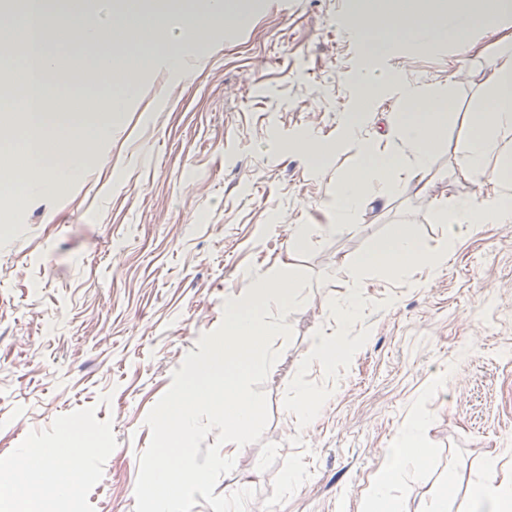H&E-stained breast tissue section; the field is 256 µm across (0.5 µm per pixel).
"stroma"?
<instances>
[{"instance_id": "obj_1", "label": "stroma", "mask_w": 512, "mask_h": 512, "mask_svg": "<svg viewBox=\"0 0 512 512\" xmlns=\"http://www.w3.org/2000/svg\"><path fill=\"white\" fill-rule=\"evenodd\" d=\"M353 2L250 0L248 25L214 24L185 71L159 56L131 81L82 79L72 47L51 73L61 99L130 92L72 180L32 199L0 196V475L38 485L40 465L21 470V451L59 445L72 425L97 443L53 512H134L147 414L221 326L225 295L285 262L309 281L284 319L290 337L272 341L269 421L217 494L255 489L247 512H366L387 448L417 418L427 460L394 491L402 512L441 499L469 512L486 458L512 462V224L448 226L431 205L491 189L459 159L512 16L475 21L464 50L410 40L370 60L348 27ZM368 64L448 93L447 128L428 168L363 204L352 231L290 252L294 227L327 223L337 175L361 162L339 143L343 118L366 112L384 134L403 109L389 87L363 100ZM308 133L338 145L317 172L293 148ZM401 224L432 251L454 241L447 268L366 273L363 309L337 325L328 302L347 294L346 267ZM336 330L351 354L325 374L313 343ZM301 386L330 393L314 419L295 411Z\"/></svg>"}]
</instances>
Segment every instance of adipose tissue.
Wrapping results in <instances>:
<instances>
[{
    "label": "adipose tissue",
    "mask_w": 512,
    "mask_h": 512,
    "mask_svg": "<svg viewBox=\"0 0 512 512\" xmlns=\"http://www.w3.org/2000/svg\"><path fill=\"white\" fill-rule=\"evenodd\" d=\"M512 14V0H479L478 14H471L464 5L451 6L447 0H386L382 19H375L364 9L353 10L351 25L373 53L386 52L397 43L413 38L422 43L445 39L466 46L474 17H481L489 26ZM249 16L246 5L228 9L224 0H206L203 13H185L174 17L168 11L141 10L137 0H130L125 12L107 11L105 20L89 22L85 0H69L57 21L61 38L77 42L82 34H90L96 52L79 56V73L108 75L117 68V55L112 50L114 31H121L128 41L127 58L134 68L147 66L155 49H162L169 64L181 67L185 61V47L189 37L203 38L209 22L224 20L233 24ZM26 55V95L5 103L7 111H18L27 116L25 136L19 153L26 166L18 174H5L0 181L16 189L17 197L45 189L50 179H68L69 165L59 166L50 173L41 165L47 140L56 136L55 126L45 111L48 86L44 73L56 70V55L37 54L33 44L24 47ZM359 83L364 98L390 85L398 88L405 104L396 113L394 125L398 146L387 157H380L378 147L381 135L367 134L362 116L350 114L345 120L348 143L355 145L364 157L362 166L341 175L336 181L330 211L332 229H348L362 203L367 198L381 195L385 178L396 171L425 170L432 159L434 147L447 125L452 102L444 94L425 93L419 84L399 79L396 75L378 74L371 70L361 73ZM489 100L471 115V132L460 158L463 168L485 176L493 184V195L465 200L452 207L441 206L437 217L443 224H474L487 227L493 224H512V37L503 39L490 65L488 76ZM110 133L109 126L98 123L87 115L76 114L63 134L70 149L86 152L91 143ZM448 260L447 250L429 251L417 239L410 225H399L387 238L374 241L349 272L350 288L346 296L332 300L330 308L339 321L353 317L362 307L364 274L382 270L392 277H400L414 267L433 270ZM424 420L404 423L393 448L388 452L368 492V500L379 512H399V503L392 494L394 485L408 464L422 461L425 451L421 446ZM83 451L79 448H27L25 460L37 461L43 467L42 475L58 495L73 494L74 475ZM473 500L481 512H512V469L505 467L500 457L490 456L484 467V476L473 491Z\"/></svg>",
    "instance_id": "ef3b65f1"
}]
</instances>
